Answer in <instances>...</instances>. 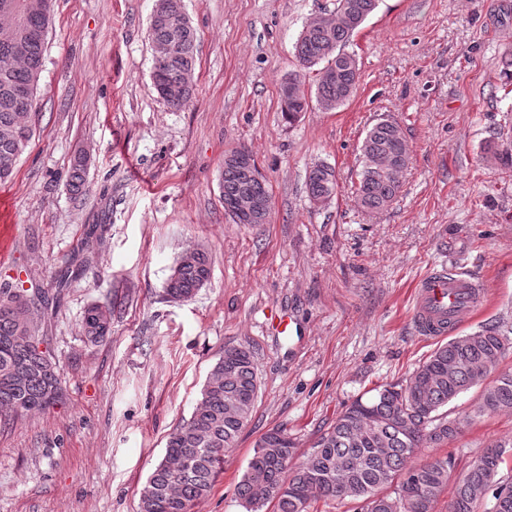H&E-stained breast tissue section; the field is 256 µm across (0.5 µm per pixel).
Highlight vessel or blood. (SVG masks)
<instances>
[{
  "mask_svg": "<svg viewBox=\"0 0 512 512\" xmlns=\"http://www.w3.org/2000/svg\"><path fill=\"white\" fill-rule=\"evenodd\" d=\"M414 322L418 330L429 337H442L449 324L459 323L469 310L483 300L481 287L462 275L441 270L423 278L415 290Z\"/></svg>",
  "mask_w": 512,
  "mask_h": 512,
  "instance_id": "1",
  "label": "vessel or blood"
}]
</instances>
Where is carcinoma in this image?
<instances>
[{
    "mask_svg": "<svg viewBox=\"0 0 512 512\" xmlns=\"http://www.w3.org/2000/svg\"><path fill=\"white\" fill-rule=\"evenodd\" d=\"M377 0H335L330 21L306 25L295 46L301 70H315V92L299 74L288 77L294 91L281 96V111L295 121L315 98L329 111L347 102L359 82L354 55L341 50L376 9ZM53 0H0V182L10 179L17 161L34 135L36 94L44 65L45 39L52 22ZM152 44L166 49L152 67L153 87L175 110L187 106L195 93L197 31L182 0H157L151 16ZM361 170L355 194L366 211L387 207L399 193L410 161L400 124L382 119L366 133L360 146ZM89 156L80 150L71 164L67 189L86 193ZM335 171L324 164L307 176L310 199L326 203L336 191ZM224 212L243 194L269 198L266 179L224 161L221 173ZM89 258L74 256L57 272L55 287L63 290L71 273L86 271ZM211 257L196 247L179 256L165 285L169 299L194 297L210 281ZM112 306L95 302L85 311L82 333L98 343L110 333ZM41 325L24 296V289L0 286V417L44 411L63 398L57 364L38 350L44 343ZM512 348V327H484L455 336L438 346L403 384L383 385L367 398H358L321 434L313 451L299 465L295 442L281 428L265 432L257 442L238 486L246 512H307L311 502L332 499L359 504L360 512H433L448 486L452 457H435L413 465L423 448L453 439L462 418L442 408L462 393L480 389L465 418L512 412V371H498ZM258 378L250 351L243 346L224 350L213 365L190 419L170 433L166 452L140 495V512H192L210 492L224 464V450L235 445L251 420ZM512 461V440L496 441L484 449L455 482L448 512H478L496 489L512 486L502 471Z\"/></svg>",
    "mask_w": 512,
    "mask_h": 512,
    "instance_id": "1",
    "label": "carcinoma"
}]
</instances>
